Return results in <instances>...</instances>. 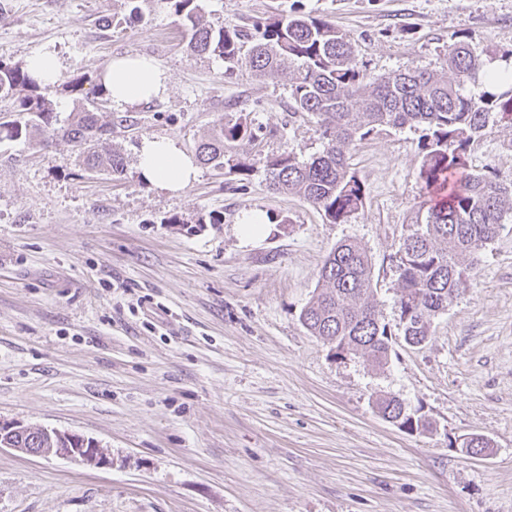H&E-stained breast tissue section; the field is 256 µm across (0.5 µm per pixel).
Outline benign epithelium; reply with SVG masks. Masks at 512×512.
I'll return each instance as SVG.
<instances>
[{
	"label": "benign epithelium",
	"instance_id": "1",
	"mask_svg": "<svg viewBox=\"0 0 512 512\" xmlns=\"http://www.w3.org/2000/svg\"><path fill=\"white\" fill-rule=\"evenodd\" d=\"M35 433L44 436L45 447L24 448L22 452L33 456H57L61 458L87 461L96 465H110L112 459L100 448L95 441L88 442V439L79 435L49 430L46 428H33L25 426L0 427V437H15L22 439L25 436Z\"/></svg>",
	"mask_w": 512,
	"mask_h": 512
}]
</instances>
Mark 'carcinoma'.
<instances>
[{
  "label": "carcinoma",
  "instance_id": "1",
  "mask_svg": "<svg viewBox=\"0 0 512 512\" xmlns=\"http://www.w3.org/2000/svg\"><path fill=\"white\" fill-rule=\"evenodd\" d=\"M174 14L191 25L188 49L231 65L239 63L256 76L275 79L288 60L299 64L291 85L294 113L317 119L323 150L308 161L278 155L267 161L272 190L296 192L323 212L331 224H341L364 204L365 189L348 163L350 146L374 129L424 127L420 178L441 193L429 206L424 224L403 239L397 252L398 319L386 323L371 303L372 271L366 252L350 240L339 242L323 262L324 290L301 311L305 328L341 356L359 349L372 362L388 363L393 336L421 348L430 336V321L448 309L471 279L472 267L459 261L478 244L493 240L512 207V183L493 171L470 172L467 153L489 123L512 120V72L489 75L469 43L461 39L448 50L450 82L428 70H408L371 78L355 62L350 37L325 18L271 16L253 30L215 29L202 16L199 0H167ZM486 80L491 89L479 96L467 86ZM14 103L16 118L0 123L10 139L29 138L53 129L86 149V164L105 166L115 175L124 171L123 158L112 151V124L99 123L98 103L83 109L63 126L52 99L21 64L0 62V100ZM261 127L240 113L224 120L196 148L198 162L212 168L229 167L242 176L246 165L233 150L258 137ZM378 413L402 429L433 430V423L409 410L396 397L376 402Z\"/></svg>",
  "mask_w": 512,
  "mask_h": 512
}]
</instances>
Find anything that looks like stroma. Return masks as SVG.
<instances>
[{
  "label": "stroma",
  "instance_id": "stroma-1",
  "mask_svg": "<svg viewBox=\"0 0 512 512\" xmlns=\"http://www.w3.org/2000/svg\"><path fill=\"white\" fill-rule=\"evenodd\" d=\"M200 5L230 29L286 12L329 18L374 77L447 73L462 37L485 61L512 52V0ZM189 38L166 0H0V61L45 46L60 59L48 89L59 121L88 107L113 58L150 57L169 76L163 98L101 107L123 175L88 170L80 147L56 136L0 139V425L77 434L112 459L0 448V512H512V221L423 348L396 341L382 368L336 356L299 314L349 239L370 258L377 310L395 321V254L426 214L423 131L380 127L358 141L350 163L364 206L328 223L266 180L269 158L322 149L315 119L292 112L296 64L265 81L192 55ZM241 111L263 129L239 149L249 175L203 166L173 196L141 181L144 137L191 155ZM467 165L512 180V121L489 123ZM250 212L267 215L262 235L242 234ZM384 395L435 431L382 419ZM465 434L491 445L468 456Z\"/></svg>",
  "mask_w": 512,
  "mask_h": 512
}]
</instances>
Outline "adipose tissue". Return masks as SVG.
<instances>
[{"label":"adipose tissue","mask_w":512,"mask_h":512,"mask_svg":"<svg viewBox=\"0 0 512 512\" xmlns=\"http://www.w3.org/2000/svg\"><path fill=\"white\" fill-rule=\"evenodd\" d=\"M102 86L113 106L121 109L164 95L168 76L155 59L119 57L106 68ZM138 172L144 183L175 195L195 180L198 167L177 141L146 137L138 149Z\"/></svg>","instance_id":"obj_1"}]
</instances>
